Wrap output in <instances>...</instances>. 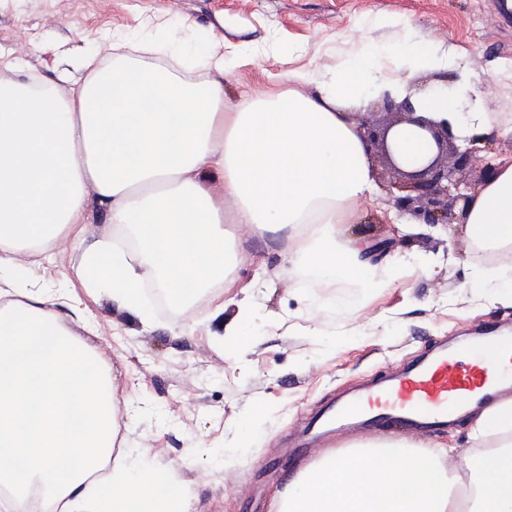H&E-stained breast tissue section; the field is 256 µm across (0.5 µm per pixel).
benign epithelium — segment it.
<instances>
[{"label":"benign epithelium","mask_w":512,"mask_h":512,"mask_svg":"<svg viewBox=\"0 0 512 512\" xmlns=\"http://www.w3.org/2000/svg\"><path fill=\"white\" fill-rule=\"evenodd\" d=\"M383 108L403 110L405 117L384 125L365 117L361 119L358 129L366 144L380 145L392 173L387 192L392 197L393 205L411 214L421 224H450L458 216L466 218L472 193L484 186L496 171L480 155L482 148L478 147L489 137L476 134L466 139L467 146L462 148L456 144V137L448 123L414 116L409 101L397 104L388 100ZM402 123H409L423 135L430 136L436 147L435 155L413 171H406L398 165L388 143L390 131Z\"/></svg>","instance_id":"benign-epithelium-1"}]
</instances>
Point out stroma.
Wrapping results in <instances>:
<instances>
[{"instance_id": "35a3bbf8", "label": "stroma", "mask_w": 512, "mask_h": 512, "mask_svg": "<svg viewBox=\"0 0 512 512\" xmlns=\"http://www.w3.org/2000/svg\"><path fill=\"white\" fill-rule=\"evenodd\" d=\"M112 37L130 61L191 83L205 69L186 65L190 46L216 39L239 56L223 80L228 109L285 89L288 72L335 65L358 46L386 55L448 49L480 79L489 111L512 119V25L492 0H0V63L28 58L14 73L23 85L56 81L65 54L95 52L109 62L102 46ZM160 41L169 52L153 51ZM371 165L379 191L360 205L350 231L366 247L392 240L390 253L408 275L389 279L378 263L373 293L355 282L321 293L282 275L284 234L243 231L234 275L253 286L251 330L233 357L224 327L237 304L219 314L203 299L156 305L145 326L108 290L83 288L74 252L50 262L27 257L32 291L50 297L109 364L119 443L138 449L152 469L175 472L188 512H269L274 494L319 454L289 456L294 439L341 393L388 376L435 343L494 324L512 329V303L479 285L499 258L473 252L461 224L422 225L398 211L383 189L381 160ZM470 427L414 441L449 448L461 469L476 451Z\"/></svg>"}]
</instances>
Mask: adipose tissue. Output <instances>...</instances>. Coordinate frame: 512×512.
Segmentation results:
<instances>
[{
    "instance_id": "obj_1",
    "label": "adipose tissue",
    "mask_w": 512,
    "mask_h": 512,
    "mask_svg": "<svg viewBox=\"0 0 512 512\" xmlns=\"http://www.w3.org/2000/svg\"><path fill=\"white\" fill-rule=\"evenodd\" d=\"M113 41L112 64L75 61L82 79L62 71L57 86L32 93L0 71V489L33 493L62 512H186L187 491L166 473L115 453L114 380L105 358L73 335L47 299L26 293L23 251H79L85 287L151 322L143 298L152 275L181 305L214 283L237 286L238 231L286 233L281 271H321L319 287L368 283L370 261L348 234L354 205L376 187L369 150L353 120L390 98L416 114L447 121L457 138L495 124L479 79L454 69L448 53L382 55L359 48L329 67L290 72L289 90L267 103L224 109L221 76L234 55L201 49L217 76L207 86L126 60ZM457 70L460 101L414 86L415 77ZM310 86L314 96L302 94ZM221 174L214 198L200 182ZM111 224L135 235L140 254L78 229L89 200ZM464 233L512 261V163L476 193ZM470 436V480L447 463L446 448L404 439L327 449L276 494L271 512H512V399L487 406ZM105 470L101 480L93 474ZM492 480H484L485 470Z\"/></svg>"
}]
</instances>
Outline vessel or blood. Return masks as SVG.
<instances>
[{
  "instance_id": "vessel-or-blood-1",
  "label": "vessel or blood",
  "mask_w": 512,
  "mask_h": 512,
  "mask_svg": "<svg viewBox=\"0 0 512 512\" xmlns=\"http://www.w3.org/2000/svg\"><path fill=\"white\" fill-rule=\"evenodd\" d=\"M512 386V336L497 332L439 345L421 360L347 394L314 418L311 439L328 426L400 434L434 432L460 422Z\"/></svg>"
}]
</instances>
